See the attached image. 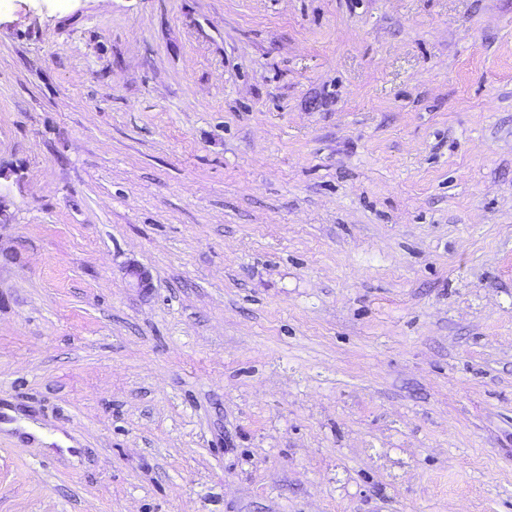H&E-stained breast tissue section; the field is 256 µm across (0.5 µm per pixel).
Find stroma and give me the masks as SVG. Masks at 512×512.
Instances as JSON below:
<instances>
[{
  "instance_id": "obj_1",
  "label": "stroma",
  "mask_w": 512,
  "mask_h": 512,
  "mask_svg": "<svg viewBox=\"0 0 512 512\" xmlns=\"http://www.w3.org/2000/svg\"><path fill=\"white\" fill-rule=\"evenodd\" d=\"M0 165V512H512V0H0Z\"/></svg>"
}]
</instances>
